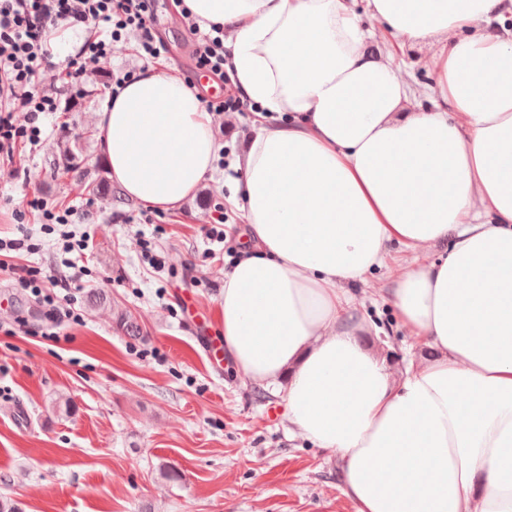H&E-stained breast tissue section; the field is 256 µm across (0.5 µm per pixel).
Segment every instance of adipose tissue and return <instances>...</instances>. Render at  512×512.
<instances>
[{"label":"adipose tissue","mask_w":512,"mask_h":512,"mask_svg":"<svg viewBox=\"0 0 512 512\" xmlns=\"http://www.w3.org/2000/svg\"><path fill=\"white\" fill-rule=\"evenodd\" d=\"M219 26L262 126L233 198L251 247L224 275V350L287 378L290 424L337 451L355 512H512V0H183ZM373 18L436 42L429 106ZM113 180L173 211L222 146L198 86L149 66L97 114ZM448 250L388 300L428 352L401 372L365 345L351 284L390 243Z\"/></svg>","instance_id":"1"}]
</instances>
